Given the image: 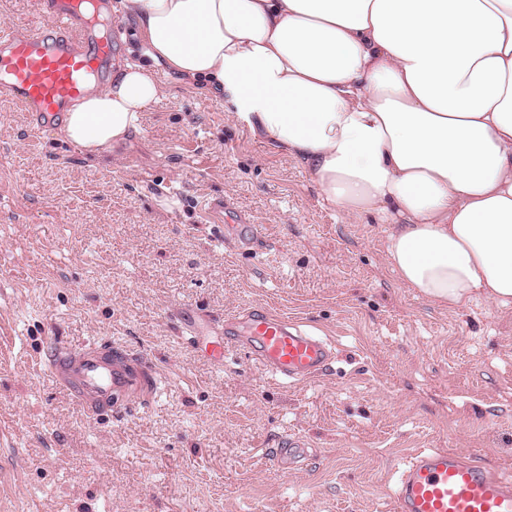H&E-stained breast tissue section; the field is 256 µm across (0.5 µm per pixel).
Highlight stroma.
I'll use <instances>...</instances> for the list:
<instances>
[{
  "label": "stroma",
  "instance_id": "stroma-1",
  "mask_svg": "<svg viewBox=\"0 0 512 512\" xmlns=\"http://www.w3.org/2000/svg\"><path fill=\"white\" fill-rule=\"evenodd\" d=\"M234 111L171 81L95 157L0 103V512H394L423 448L512 474V308L407 288L390 224L335 210ZM208 198L258 224L250 251L207 227ZM255 305L329 338L330 371L278 382L233 346L217 365L176 320ZM52 336L141 354L157 396L87 418L43 367ZM285 437L307 445L288 470Z\"/></svg>",
  "mask_w": 512,
  "mask_h": 512
}]
</instances>
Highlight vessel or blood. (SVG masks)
I'll return each instance as SVG.
<instances>
[{"mask_svg": "<svg viewBox=\"0 0 512 512\" xmlns=\"http://www.w3.org/2000/svg\"><path fill=\"white\" fill-rule=\"evenodd\" d=\"M112 0H43V13L26 31H0V100L28 113L34 127L63 118L66 107L89 84L104 76L116 47L102 36L97 19H111ZM204 218L219 236L250 246L258 228L221 200L204 204ZM208 327L193 333L197 348L211 361H224V344L233 342L264 370L291 382L323 376L334 348L303 324L257 306L221 323L220 338ZM45 368L93 419L136 403L151 401L155 378L111 343L72 346L52 341ZM303 445L287 439L270 449L274 463L289 467ZM395 512H512V480L465 461L444 448L416 453L401 471L394 493Z\"/></svg>", "mask_w": 512, "mask_h": 512, "instance_id": "obj_1", "label": "vessel or blood"}]
</instances>
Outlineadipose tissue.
I'll list each match as a JSON object with an SVG mask.
<instances>
[{"instance_id":"ef3b65f1","label":"adipose tissue","mask_w":512,"mask_h":512,"mask_svg":"<svg viewBox=\"0 0 512 512\" xmlns=\"http://www.w3.org/2000/svg\"><path fill=\"white\" fill-rule=\"evenodd\" d=\"M148 65L69 107L88 155L201 81L322 199L392 224L388 266L448 309L512 307V0H122Z\"/></svg>"}]
</instances>
